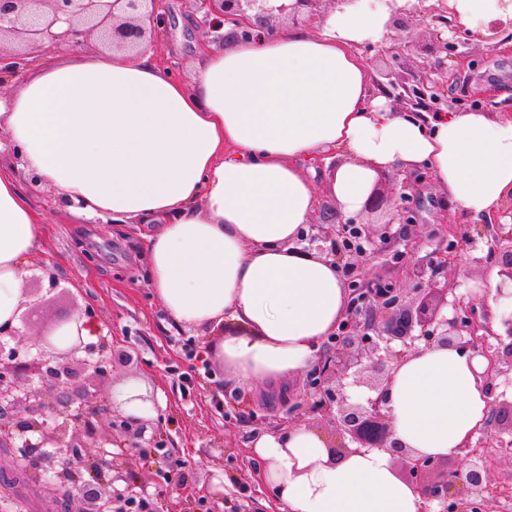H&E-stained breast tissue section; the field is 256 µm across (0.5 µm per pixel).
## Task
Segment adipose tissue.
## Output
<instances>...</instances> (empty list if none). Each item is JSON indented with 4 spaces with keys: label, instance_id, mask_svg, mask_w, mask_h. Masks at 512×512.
I'll return each mask as SVG.
<instances>
[{
    "label": "adipose tissue",
    "instance_id": "ef3b65f1",
    "mask_svg": "<svg viewBox=\"0 0 512 512\" xmlns=\"http://www.w3.org/2000/svg\"><path fill=\"white\" fill-rule=\"evenodd\" d=\"M472 32L499 0H448ZM385 0H355L310 28L275 27L221 51L199 45L190 81L150 45L9 69L0 133L21 168L0 166V329L16 328L21 282L43 235L20 184L36 174L78 218L146 224L147 280L181 328L231 319L250 334L217 350L228 384L280 389L316 362L349 306L336 262L299 240L323 198L358 214L378 173L424 168L453 211L479 221L512 199V117L480 110L396 108L374 92L363 45L388 42ZM484 361L421 349L395 369L397 438L431 456L482 426ZM278 512H419L420 497L384 450L332 460L316 431L296 426L255 442Z\"/></svg>",
    "mask_w": 512,
    "mask_h": 512
}]
</instances>
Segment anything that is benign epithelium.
I'll return each mask as SVG.
<instances>
[{"label":"benign epithelium","mask_w":512,"mask_h":512,"mask_svg":"<svg viewBox=\"0 0 512 512\" xmlns=\"http://www.w3.org/2000/svg\"><path fill=\"white\" fill-rule=\"evenodd\" d=\"M270 0H203L208 7L204 26L219 31L210 19L217 15L236 23L233 37L250 41L272 26L279 17L313 16L323 0H291L277 7ZM427 0H407L393 14L409 18L430 16L434 53L454 51L455 43L473 42L470 31L459 27L457 42L444 37L448 29L446 0L439 7H426ZM163 0H0V35L8 37L12 52L48 46L80 47L96 40L112 49L134 51L152 40L168 24L159 12ZM395 101L411 109L441 112L439 82L422 81L409 86L392 81ZM415 184L409 175L405 191L393 199L396 215L411 222L410 194ZM512 217V199L490 221L474 225L487 239L499 276L512 283V225L500 218ZM461 216L446 213L433 226L429 237L438 240L428 264L405 267L410 288H393L363 272L361 260L368 251L383 245L399 264L407 253L419 250L422 240L414 237L398 250L399 242L374 235L370 224L349 218L324 231L330 243L327 256L344 273L351 291L350 306L340 323L339 334L330 338L326 352L302 378L306 400L296 403L311 416L334 428L339 442L328 447L336 460L364 449L391 454L398 475L421 495V512H494L499 483L493 472L500 460L512 466V398L496 392L497 380L508 377L512 386V311L500 315V330L491 327V312L484 300L456 297L448 301V289L440 288L435 274L456 265L466 233ZM453 316L442 314L446 305ZM8 336L15 346L0 341V447H18L12 466H23L29 478L42 486L45 499L54 501L72 485V478L86 463L95 468L93 478L76 486L71 497L75 512H131L148 506L137 501L116 483L130 484L126 466L130 450L139 447L149 419L127 414L112 398V348L74 341L59 348L52 331L37 336V358L21 360L20 331ZM452 347L487 361L481 374L490 395L484 425L478 429L486 442L468 439L454 454L464 467L448 470V458L419 454L395 437L388 407V385L395 367L420 345ZM372 377L366 385L374 392L363 403H351L344 394V380L363 373ZM99 452L89 457L86 449Z\"/></svg>","instance_id":"7a95c632"}]
</instances>
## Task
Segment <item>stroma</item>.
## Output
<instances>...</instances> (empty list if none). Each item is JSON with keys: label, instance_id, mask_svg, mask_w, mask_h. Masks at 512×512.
Masks as SVG:
<instances>
[{"label": "stroma", "instance_id": "stroma-1", "mask_svg": "<svg viewBox=\"0 0 512 512\" xmlns=\"http://www.w3.org/2000/svg\"><path fill=\"white\" fill-rule=\"evenodd\" d=\"M165 7L169 25L156 47L173 73L184 75L195 61L196 45L213 42L214 36L198 24L194 0H165ZM391 29L410 37L408 53L396 58L375 46L363 54L377 84H415L426 75L423 63L435 60L430 19L420 16ZM456 53L466 57V65L449 75L434 73L449 108L484 105L512 113V23L501 21L490 44L461 45ZM479 84L495 86L503 101L474 97ZM29 193L43 211L46 228L37 262L51 269L58 286L42 288L32 298L20 331L30 345L54 323L92 313L113 350L114 386L136 384L152 394L155 411L144 437L149 449L135 451L129 459L138 479L133 488L137 499L146 501L151 512H275L273 494L259 476L254 439L277 422L291 420L331 444L336 440L333 428L302 411H289L279 400L254 402L259 421L240 417L225 382L227 371L212 355L224 337L223 328L189 331L173 325L147 286L141 238L125 224L74 219L45 188L33 187ZM446 206L427 180L413 196L411 223L392 222L387 206L362 218L397 237L423 236ZM87 250L96 255L94 264H86ZM486 254L480 239L460 251L448 272V286L456 295L480 289L485 267L479 259Z\"/></svg>", "mask_w": 512, "mask_h": 512}]
</instances>
